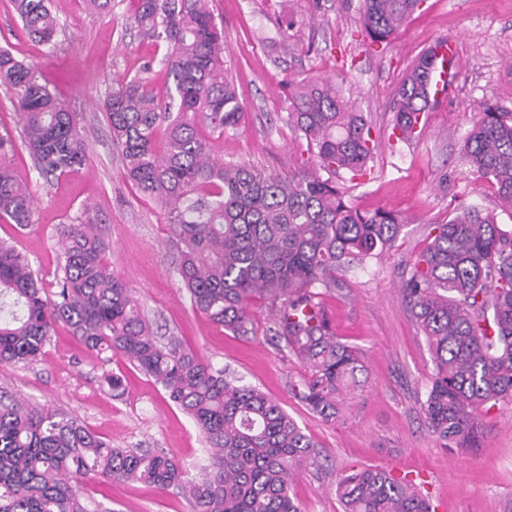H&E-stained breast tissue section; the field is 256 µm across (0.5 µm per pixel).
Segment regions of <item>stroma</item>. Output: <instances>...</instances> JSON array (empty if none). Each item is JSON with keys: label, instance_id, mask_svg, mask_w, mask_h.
Instances as JSON below:
<instances>
[{"label": "stroma", "instance_id": "35a3bbf8", "mask_svg": "<svg viewBox=\"0 0 512 512\" xmlns=\"http://www.w3.org/2000/svg\"><path fill=\"white\" fill-rule=\"evenodd\" d=\"M359 0H212L224 29L228 70L243 106L224 134L202 128L212 157L282 176L314 159V150L284 121L283 80L318 75L371 123L377 149L365 176H336L356 207L393 210L405 225L394 246L339 272L324 305L337 336L357 347L366 366L361 387L342 421L313 414L289 390L299 362L274 342L265 307L255 306V335L241 337L211 323L192 307L178 273V257L161 204L125 176L103 114L113 84L135 75L164 92L168 46L135 19L137 0H112L106 15L86 11L83 0H52L57 41L36 42L21 28L11 0H0V46L33 66L78 115L89 145L80 173L39 176L23 144L14 168L38 199L36 222L20 229L0 220V241L27 255L46 291H54L60 257L58 228L98 213L110 244L112 269L141 298L162 333L178 337L214 367L277 399L310 435L318 465L299 472L292 492L302 512H341L337 478L358 466H377L413 480L435 512H512V400L482 416L481 447H439L424 425L421 403L434 366L422 333L400 293L408 264L427 244L430 229L457 205L495 211L512 226V210L498 209L487 184L461 161L471 118L485 103L512 112V0H424L385 44L370 43L358 20ZM457 46L455 79L445 100L429 109L422 136L392 134L396 91L419 56L437 39ZM124 378L115 393L104 373ZM0 388L39 408L76 417L115 448H151L177 457L196 474L204 440L162 387L121 355L88 350L58 328L30 365L0 367ZM89 512H192L177 490L131 482L88 484Z\"/></svg>", "mask_w": 512, "mask_h": 512}]
</instances>
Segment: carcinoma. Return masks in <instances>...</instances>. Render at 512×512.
Instances as JSON below:
<instances>
[{"mask_svg": "<svg viewBox=\"0 0 512 512\" xmlns=\"http://www.w3.org/2000/svg\"><path fill=\"white\" fill-rule=\"evenodd\" d=\"M137 2L139 25L168 44L173 86L161 97L134 77L106 96L125 175L164 207L195 310L247 336L251 307L264 305L275 338L304 370L291 391L334 422L365 365L335 335L322 289L334 286L343 268L391 246L403 227L392 211L352 206L333 180L340 171L365 174L377 143L371 127L329 80L290 78L285 121L314 147L312 168L282 177L212 160L199 126L222 135L237 125L242 107L224 71V32L210 0ZM421 2L361 0L359 20L370 43L389 41ZM13 3L28 35L55 43L51 0ZM429 82L425 53L396 92L398 139H410L417 116L429 111ZM0 86L11 94L39 175L85 168L89 147L76 114L6 47ZM13 152L11 136L1 134L0 219L25 229L36 222L34 198L12 168ZM462 155L512 209V112L485 106ZM97 221L86 205L76 222L60 225L63 263L51 296L27 258L0 241V366L33 363L63 324L87 349L120 354L159 384L202 434L207 464L190 478L172 455L114 448L74 417L0 394V512H88L82 479L175 488L193 512H302L292 477L315 463V442L279 401L235 383L177 337L157 335L136 291L112 271ZM402 291L435 369L421 404L425 428L442 448H475L483 436L480 411L512 398V229L491 212L459 207L431 229ZM336 497L342 512H435L407 478L370 466L342 473Z\"/></svg>", "mask_w": 512, "mask_h": 512, "instance_id": "1", "label": "carcinoma"}]
</instances>
